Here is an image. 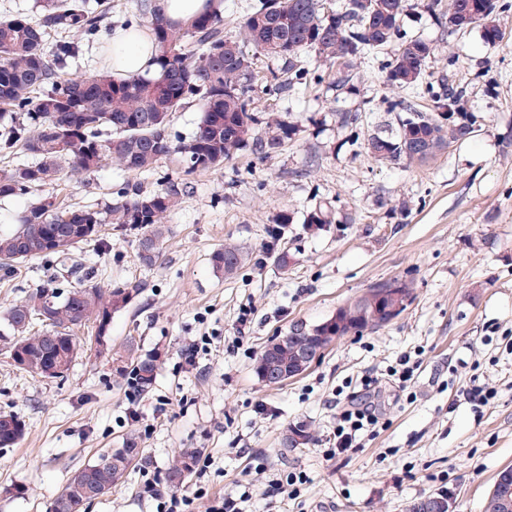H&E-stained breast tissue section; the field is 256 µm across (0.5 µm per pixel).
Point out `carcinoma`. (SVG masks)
<instances>
[{
	"mask_svg": "<svg viewBox=\"0 0 512 512\" xmlns=\"http://www.w3.org/2000/svg\"><path fill=\"white\" fill-rule=\"evenodd\" d=\"M358 0H346L341 10L325 12L323 0H259L234 33L224 31V10L215 7L185 24L165 19L151 0H140L138 9L153 31L159 49L156 72L149 77L124 79L104 68L87 76L70 78L68 62L76 58L80 42L61 38L52 51L47 39L61 33L92 37L101 32L105 12L90 0H39L37 15L0 18V157L32 158L0 171V198L23 196L53 185L63 177L86 178L110 159L128 171L143 172L163 159L177 155L191 175L219 167L240 152L251 149L268 156L297 134L298 126L277 112L253 108L259 82L255 60L263 56L295 67L304 53L336 68L333 79L341 88L350 81L357 59L368 51L396 45L387 66V82L394 88L419 83L435 57V47L421 39L406 37L401 28L405 0H371L366 11ZM488 10L489 23L482 26L484 40L499 42L503 32L497 16L512 11V0H428L426 8L435 20L455 31L454 22L464 13ZM198 103L202 115L186 137H171L170 126L178 112ZM396 127L380 128L364 138L370 157L382 148L390 161L422 165L446 146L469 139L486 117L460 113L444 125L434 112H419L396 101ZM175 186L145 194L126 190L99 209L64 207L48 194L28 208L16 229L0 235V277L9 279L27 263L53 257L60 267L76 277V286L65 291L50 278L24 300L8 308L0 321L13 340L12 365L19 371L44 376L60 364L71 368L95 337L80 339L74 329L89 326L95 331L109 326L112 314L124 309L141 294L142 283L126 281L106 288L98 270L84 265L81 249L100 250L99 226L131 232L137 238V259L146 266L159 258L164 224L179 204ZM286 212L275 216L267 228L273 263L282 270L292 263L290 252L279 240L293 226ZM335 222L331 203L319 202L305 216L302 228L319 231ZM248 253L233 243L213 255L214 267L224 277H234L247 263ZM61 294L52 305L50 323L38 317L34 302L45 291ZM389 307L373 290L340 308L344 331L360 334L390 324L381 316ZM336 340V330L323 322L311 328L293 326L288 335L274 339L254 366L259 380L282 385L304 374L310 365L303 354L327 350ZM135 381L140 391L154 384L158 362L146 355L119 368ZM0 447L14 446L24 434V423L0 415ZM312 440L306 425L290 426L282 447L298 448ZM199 457L196 449L175 453L166 471V482L178 487L193 473ZM93 463L76 471L51 505V512H67V503L86 505L92 483L100 472ZM129 465H112L99 496L111 492L128 476ZM410 512H444L433 496L421 498Z\"/></svg>",
	"mask_w": 512,
	"mask_h": 512,
	"instance_id": "cac0c4a2",
	"label": "carcinoma"
}]
</instances>
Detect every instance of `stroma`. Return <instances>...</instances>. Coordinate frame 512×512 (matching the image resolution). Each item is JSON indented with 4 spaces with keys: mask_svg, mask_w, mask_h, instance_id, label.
Returning <instances> with one entry per match:
<instances>
[{
    "mask_svg": "<svg viewBox=\"0 0 512 512\" xmlns=\"http://www.w3.org/2000/svg\"><path fill=\"white\" fill-rule=\"evenodd\" d=\"M406 0L403 31L430 42L436 56L420 83H385L394 46L357 61L343 88L317 83L327 71L306 54L301 83L270 95L256 90L254 107L297 122L299 131L277 153L245 150L223 166L185 175L178 156L151 171L133 173L104 162L94 175L63 177L54 192L74 207H100L116 192H154L178 185V208L166 221L155 265L136 259L135 236L103 226L104 252L89 253L106 282L143 283L142 293L112 315L108 347L87 353L64 377L45 379L16 370L0 338V413L17 416L25 434L0 448V512H49L71 476L100 455L138 442L140 462L124 484L86 512H155L145 478L164 479L181 448L211 460L204 478L210 495L248 486L247 512H267L271 474L305 472L298 500L280 512H409L417 500L453 491L457 512H482L497 473L512 467V13L501 18L502 41L486 43L480 26L450 32ZM105 27L83 42L67 67L79 77L99 70L114 28L138 21L136 0H105ZM460 92L463 111L485 115L474 135L438 151L429 163H381L340 127L343 112H359L372 129L395 124L391 102L433 109L447 89ZM331 202L336 221L314 234L294 227L286 238L288 270L266 254L265 228L276 214L302 219L317 202ZM234 243L250 261L233 279L212 266L213 255ZM52 259L0 279V313L46 280ZM405 279L414 288L407 310L376 331L341 337L302 376L267 385L253 366L265 347L296 324L317 325L360 298L372 285ZM253 310L239 326L241 307ZM207 338L196 367L181 354ZM158 355L149 392L128 415L126 385L115 360ZM417 362L408 391L390 369L401 356ZM379 379L386 430L360 447L325 459L336 421L334 394L364 372ZM495 388L491 406L474 411L460 390ZM265 403L268 412L256 411ZM303 423L313 434L303 448L283 449L287 427ZM266 474H257L258 464Z\"/></svg>",
    "mask_w": 512,
    "mask_h": 512,
    "instance_id": "stroma-1",
    "label": "stroma"
}]
</instances>
